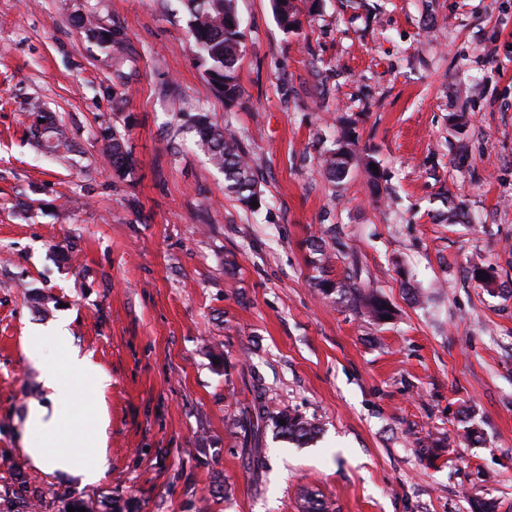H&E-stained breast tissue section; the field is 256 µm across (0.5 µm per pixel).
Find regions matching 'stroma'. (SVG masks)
<instances>
[{"mask_svg": "<svg viewBox=\"0 0 512 512\" xmlns=\"http://www.w3.org/2000/svg\"><path fill=\"white\" fill-rule=\"evenodd\" d=\"M232 109L182 0H0V512H512V0H235ZM82 17L120 27L122 58ZM68 138L52 156L33 110ZM230 126L264 195L224 189L190 119ZM349 130L362 167L320 159ZM119 132L124 172L107 158ZM474 216L447 221L449 200ZM358 265L375 323L311 284ZM489 268L494 287L466 276ZM63 321L86 371L71 446L107 419L98 482L36 469L21 434L48 404L26 356ZM319 424L300 445L234 423L256 393ZM267 466L254 473L251 448Z\"/></svg>", "mask_w": 512, "mask_h": 512, "instance_id": "1", "label": "stroma"}]
</instances>
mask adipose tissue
I'll list each match as a JSON object with an SVG mask.
<instances>
[{
    "instance_id": "adipose-tissue-1",
    "label": "adipose tissue",
    "mask_w": 512,
    "mask_h": 512,
    "mask_svg": "<svg viewBox=\"0 0 512 512\" xmlns=\"http://www.w3.org/2000/svg\"><path fill=\"white\" fill-rule=\"evenodd\" d=\"M43 345L28 349V357L43 364L42 378L51 391V406L35 405L28 413L24 448L34 466L41 470L73 473L82 482L93 483L102 475L106 462L104 446L105 422L95 413L87 414L85 421L94 433L85 445L86 460L82 468H74L70 458L69 441L72 419L65 412L74 379L83 375L84 362L71 345L64 330L56 329L43 337ZM53 347L59 354L54 363H46L45 347Z\"/></svg>"
}]
</instances>
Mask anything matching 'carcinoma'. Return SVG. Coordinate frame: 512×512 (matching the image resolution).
<instances>
[{
    "instance_id": "cac0c4a2",
    "label": "carcinoma",
    "mask_w": 512,
    "mask_h": 512,
    "mask_svg": "<svg viewBox=\"0 0 512 512\" xmlns=\"http://www.w3.org/2000/svg\"><path fill=\"white\" fill-rule=\"evenodd\" d=\"M193 37L195 54L205 66V73L213 88L224 97V106L231 108L241 96L238 83L237 66L242 52V32L240 20L233 6V0H182ZM272 8L277 22L284 31L297 24L296 6L293 0H272ZM86 25L99 31L102 40L112 47V52L121 55L126 38L118 27H99L91 18ZM50 131L46 133L44 148L50 153L69 149V143L63 133L48 123ZM193 128L196 130L201 146L207 150L209 160L214 167L224 173V187L236 196L248 210L255 207L252 202H262L261 189L254 167L248 161L237 136L226 127H220L210 121L208 115L198 113L193 116ZM113 169L123 168L128 152L121 136L112 135L108 146ZM356 160V153L350 143L342 142L324 153L322 169L328 179L336 184L342 183L350 174ZM313 253L319 255L316 275L312 285L324 295L338 296V300L357 314L381 323L389 314L384 297L370 288L361 277L357 266H352L340 279H331L325 274V264L330 256L324 249L323 239H314L310 243ZM269 415L268 405L263 395H257L251 405L238 420L240 426L253 427ZM275 428L297 441L306 440L316 432L314 422L299 414L280 413L273 417Z\"/></svg>"
}]
</instances>
